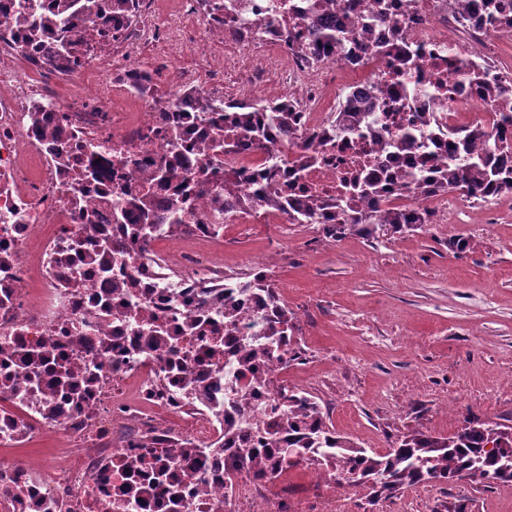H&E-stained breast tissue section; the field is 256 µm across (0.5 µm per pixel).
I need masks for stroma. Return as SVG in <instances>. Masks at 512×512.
<instances>
[{
  "instance_id": "stroma-1",
  "label": "stroma",
  "mask_w": 512,
  "mask_h": 512,
  "mask_svg": "<svg viewBox=\"0 0 512 512\" xmlns=\"http://www.w3.org/2000/svg\"><path fill=\"white\" fill-rule=\"evenodd\" d=\"M167 40L144 66H192L198 57L169 16ZM303 224L279 238L266 224L224 227L213 254L225 273L270 262L288 305L298 360L289 383L315 397L335 429L378 453L408 431L447 435L464 420L512 419V212L475 206L468 223L427 224L378 239L349 235L312 246ZM470 246L452 251L450 240ZM512 512V486L471 480L425 484L368 501L337 489L336 512Z\"/></svg>"
}]
</instances>
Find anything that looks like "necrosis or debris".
I'll use <instances>...</instances> for the list:
<instances>
[{
    "mask_svg": "<svg viewBox=\"0 0 512 512\" xmlns=\"http://www.w3.org/2000/svg\"><path fill=\"white\" fill-rule=\"evenodd\" d=\"M158 3L134 0L131 20L111 21L110 55L66 72L0 21V447L57 430L65 448L1 458L0 512H254L287 492L248 463L224 478L225 456L266 447L288 410L289 346L242 367L273 318L268 275L225 276L210 248L225 225H288L307 205L320 228L355 212L462 223L472 197L426 183L450 143L495 160L512 136V0H224L220 12L176 0L185 34H205L200 52L262 56L211 77L225 101L253 106L248 130L238 113L191 111L193 71L132 60ZM314 19L340 33L335 54L309 49ZM93 69L118 77L119 96L61 102L62 82ZM273 70L287 90L269 86ZM176 151L186 166L164 175ZM357 177L375 190L352 194ZM256 187L279 206L254 207ZM141 195L147 225L126 209Z\"/></svg>",
    "mask_w": 512,
    "mask_h": 512,
    "instance_id": "necrosis-or-debris-1",
    "label": "necrosis or debris"
}]
</instances>
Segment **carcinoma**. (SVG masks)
<instances>
[{"label":"carcinoma","instance_id":"1","mask_svg":"<svg viewBox=\"0 0 512 512\" xmlns=\"http://www.w3.org/2000/svg\"><path fill=\"white\" fill-rule=\"evenodd\" d=\"M131 0H47L39 8L32 0H8L16 13L14 22L28 41L50 59L78 58L92 51L101 52L112 36H93L95 22L114 12H129ZM315 46L336 50L341 37L336 33L315 31ZM448 171L437 188H453L468 196H482L494 188L512 191V155L497 163L471 156L464 143L453 144L449 151ZM418 228L404 224L396 215L362 213L327 229L338 240L349 234L375 239L383 233H401ZM269 304L279 315V325L288 324V311L281 307L273 288L263 287ZM278 325L248 350L241 360L245 367L264 361L277 348ZM271 447L237 448L227 457V470H237L248 461L257 471H266L271 461L275 469L286 472L315 465L334 468L338 481L364 485L377 499L428 482L448 483L465 470L480 472L479 482L488 485H512V426L495 421L467 420L448 436L424 432L404 434L393 449L383 454L368 452L336 432L319 403L303 394L288 395V412L281 415L269 432Z\"/></svg>","mask_w":512,"mask_h":512}]
</instances>
